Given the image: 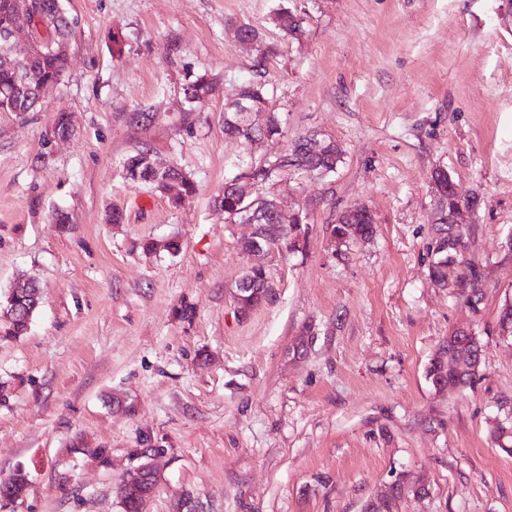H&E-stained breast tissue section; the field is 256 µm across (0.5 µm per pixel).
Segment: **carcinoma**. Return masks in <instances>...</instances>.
<instances>
[{
    "label": "carcinoma",
    "mask_w": 512,
    "mask_h": 512,
    "mask_svg": "<svg viewBox=\"0 0 512 512\" xmlns=\"http://www.w3.org/2000/svg\"><path fill=\"white\" fill-rule=\"evenodd\" d=\"M39 14L34 23L41 41L40 50L34 53L18 52L8 40L6 21L10 16L13 0H0V112H31L35 109L39 94L46 87L57 86L65 73L68 61L67 54L57 51L54 42L70 36L72 22L60 12L58 0H38ZM277 25L286 36L301 40L305 36L303 19L300 15L282 7L276 13ZM211 92V83L200 77L187 84L184 88L185 99L188 103H198ZM241 98L247 106L259 112L265 109L267 88L262 83H249L243 87ZM261 134L256 127L246 125L244 116L240 115L237 103H232L224 109V135L243 144ZM309 136L295 139L288 149L291 161L288 169L306 174H320L333 171L341 162V155L335 151L325 150L318 158L309 156L306 151ZM151 149L142 147L130 154L123 162L125 179L131 184H138L145 175L156 180V184L175 181L182 184L183 195L172 199V204L179 206L191 198L195 192V184L178 167L174 165L159 166L148 170L145 163ZM268 164L258 162L251 164L239 172L243 178H248L252 184L261 187L267 184ZM242 206V197L236 190L224 188V199L220 208L224 211L225 219L229 222ZM374 220L372 213L353 214L344 212L331 225V235L337 239H345L349 234L348 228L353 224H370ZM262 223L269 225L270 237L268 246H276L288 242L296 246V240L301 234V225H288V233L281 232L277 227L279 216L274 209L267 210ZM435 245L428 246L433 261L429 267V277L434 282L448 283L459 290V295L465 304H479L484 297L482 275L476 263L465 256L466 241L460 235L455 225L448 222L436 224L435 235L432 238ZM39 286L29 282H19L15 288L17 302L13 305L3 302L0 306V336L3 338H18L28 331L34 309L35 298ZM446 343L450 347L464 345L469 352V362L459 368H449L441 360L430 359L426 376L433 387L439 384L452 385L462 388L472 385L477 376L483 355V345L477 336H458L448 334ZM24 486V475L16 471L10 477L0 481V498L21 491Z\"/></svg>",
    "instance_id": "obj_1"
}]
</instances>
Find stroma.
Masks as SVG:
<instances>
[{"label":"stroma","instance_id":"1","mask_svg":"<svg viewBox=\"0 0 512 512\" xmlns=\"http://www.w3.org/2000/svg\"><path fill=\"white\" fill-rule=\"evenodd\" d=\"M282 5L302 40L276 28ZM62 7L76 25L60 84L36 111L0 112V295L20 274L41 287L29 332L0 338V478L29 476L0 512H123L119 488L146 461L160 481L144 512H363L401 471L429 493L394 512H512V455L492 437L512 419V335L498 330L512 304V0ZM244 23L263 33L255 49L233 38ZM201 76L212 92L186 102ZM255 80L284 134L247 148L225 138L224 108ZM307 134L342 161L270 183L307 212L306 233L254 259L270 293L239 318L253 228L225 220L224 183ZM143 146L192 179V199L125 180ZM437 169L483 199L467 239L476 314L428 275ZM359 206L374 238L338 244L331 222ZM463 324L484 344L479 375L436 392L426 368Z\"/></svg>","mask_w":512,"mask_h":512}]
</instances>
